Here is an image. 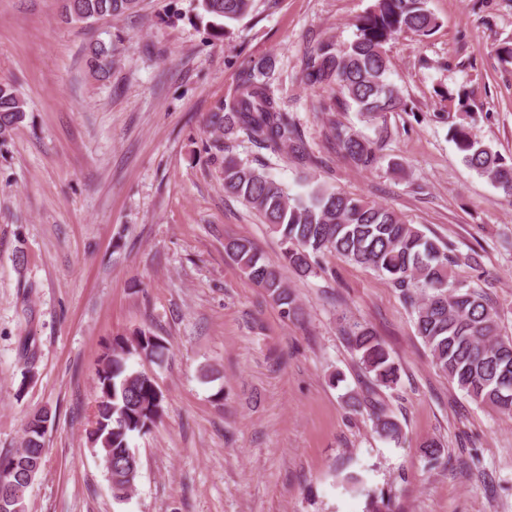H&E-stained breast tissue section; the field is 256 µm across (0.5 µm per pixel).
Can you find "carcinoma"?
Here are the masks:
<instances>
[{
	"instance_id": "1",
	"label": "carcinoma",
	"mask_w": 512,
	"mask_h": 512,
	"mask_svg": "<svg viewBox=\"0 0 512 512\" xmlns=\"http://www.w3.org/2000/svg\"><path fill=\"white\" fill-rule=\"evenodd\" d=\"M141 0H64L65 18L71 24H92L105 17L138 12ZM254 0H196L199 19H207L208 34L219 39L228 24L246 17ZM437 26L426 0H375L355 24V38L338 46L324 41L307 52L303 74L311 83L336 86L335 102L314 107L323 112L336 107L355 109L364 119L376 121L389 112L405 110L398 89L389 81L391 62L386 45L393 36L411 33L427 37ZM89 65L99 78L112 70V51L103 43L89 49ZM272 68L260 59L243 71L233 93L211 113V160L221 159L224 193L255 210L263 223L280 236L283 260L300 277L324 270L321 260L336 254L383 275L409 307L418 335L430 351L435 367L467 397L502 413H512V338L501 335L500 316L489 303L481 285L457 280L453 268L478 266L472 254L454 253L452 246L431 238L407 223L395 210L355 198L323 182L307 181L293 192L272 178L264 168L254 167L224 151L221 138L235 130L260 149L282 145L303 165L318 163L303 140L301 130L282 106L269 84L261 79ZM25 115V102L14 86L0 83V144L11 139ZM332 137L353 163L372 167L379 161L377 148L359 133L332 127ZM450 137L461 161L487 178L512 202V158L506 159L483 144L470 125L450 128ZM225 252L239 269L275 304L281 314L298 318L297 303L281 268L266 262L254 243L229 237ZM341 334L369 378L362 394L344 395L346 406L367 410L374 430L382 438H402L399 422L379 398V390L392 389L400 380V367L384 341L366 323L347 321ZM168 347L153 331L140 328L131 337H120L104 353L96 371L97 398L93 418L98 429L87 431L91 447L98 450L113 497L127 499L129 486L140 473L139 459L129 442L147 433L161 418L165 399L154 379L129 366L134 357L162 362ZM52 421L40 408L28 414L19 447L0 453V488H11L14 501L0 497V512L24 507L29 466L45 464L44 434L39 424ZM369 512H390L391 497L367 493Z\"/></svg>"
}]
</instances>
